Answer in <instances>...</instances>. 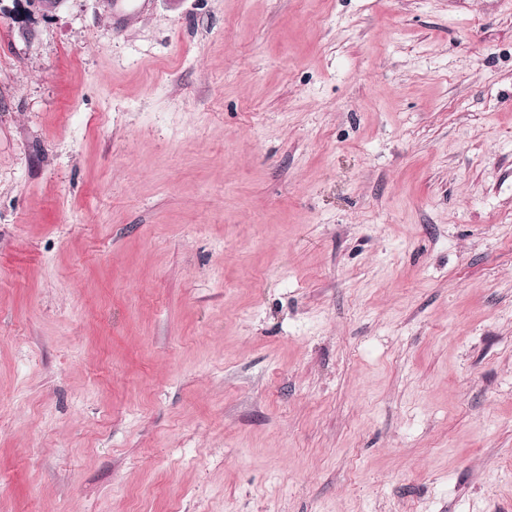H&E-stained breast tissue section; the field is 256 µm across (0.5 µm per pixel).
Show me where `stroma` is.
<instances>
[{
    "label": "stroma",
    "instance_id": "stroma-1",
    "mask_svg": "<svg viewBox=\"0 0 512 512\" xmlns=\"http://www.w3.org/2000/svg\"><path fill=\"white\" fill-rule=\"evenodd\" d=\"M0 512H512V5L0 0Z\"/></svg>",
    "mask_w": 512,
    "mask_h": 512
}]
</instances>
